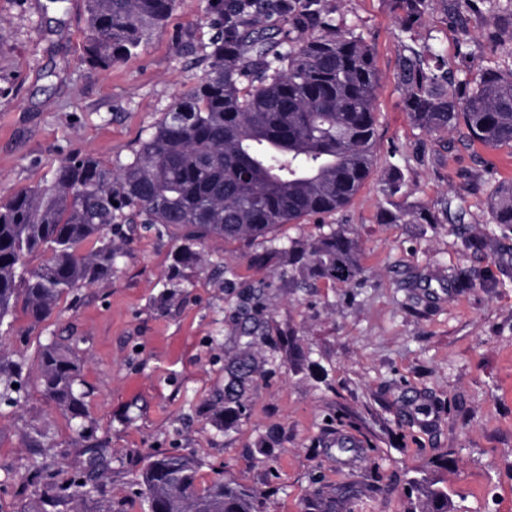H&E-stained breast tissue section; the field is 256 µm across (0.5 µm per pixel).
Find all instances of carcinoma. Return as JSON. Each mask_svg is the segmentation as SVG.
I'll list each match as a JSON object with an SVG mask.
<instances>
[{
  "label": "carcinoma",
  "instance_id": "cac0c4a2",
  "mask_svg": "<svg viewBox=\"0 0 512 512\" xmlns=\"http://www.w3.org/2000/svg\"><path fill=\"white\" fill-rule=\"evenodd\" d=\"M293 0H214L212 34L201 49L209 68L175 98L129 162L114 170L75 152L58 166L51 185L0 202V324L17 306L33 323L45 321L77 288L112 278L121 254L106 230L114 224H158L180 232L177 266L199 261L195 247L209 240H265L281 224L331 214L348 205L371 174L376 145L374 100L378 71L371 47L338 27L331 11L299 16ZM177 0H85L84 64L108 71L144 47ZM406 31L419 25L425 0H390ZM278 13L289 23L278 35L260 28ZM401 58L403 105L428 134L464 124L486 147L512 144V77L485 69L475 82L452 83L426 72L420 54ZM491 223L512 229V182L490 197ZM465 208L448 200L441 214L426 208L384 210V224L464 221ZM94 248L82 252L87 242ZM49 254L29 269L27 256ZM282 257L302 276L359 282L363 268L354 239L332 230L310 241L291 240L262 262ZM243 355L225 366L226 426L241 416L252 372ZM38 371L44 396L76 420L83 417L79 366L70 347L43 345ZM25 381L12 355L0 352V404L20 402ZM102 456H90L65 481L41 472L43 493L27 512H83L101 492L95 483ZM138 485L154 512H260L253 490L219 478L196 489V461L185 454L148 456ZM408 512H448V490L424 477L409 482Z\"/></svg>",
  "mask_w": 512,
  "mask_h": 512
}]
</instances>
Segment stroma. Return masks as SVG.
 Instances as JSON below:
<instances>
[{"mask_svg":"<svg viewBox=\"0 0 512 512\" xmlns=\"http://www.w3.org/2000/svg\"><path fill=\"white\" fill-rule=\"evenodd\" d=\"M210 0H179L138 54L107 72L82 61L83 0H0V201L50 183L69 153L119 166L173 99L208 68ZM333 18L374 49L372 174L342 210L275 228L270 241H212L172 274L177 231L120 225L111 279L63 297L34 324L16 310L0 349L21 362L26 394L0 406V512H23L34 466L71 477L104 442L102 493L124 512H148L136 484L146 454L193 455L197 487L218 476L262 495L264 512H407V481L448 490L451 512H512V230L484 251L468 246L490 222V185L503 182L512 145L489 148L465 127L428 135L410 120L399 81L402 48L430 66L476 78L512 75V29L483 4L426 0L412 32L389 0H329ZM496 38H489V31ZM399 168L398 192L387 189ZM462 198L460 224H384L385 209L440 210ZM344 232L359 247L365 285L291 277L279 259L258 264L270 242ZM472 285L455 287L461 276ZM266 281L260 324L246 309ZM75 346L87 432L44 397L36 380L47 339ZM249 353L255 371L241 419L227 427L224 366ZM48 430L51 445L26 434ZM358 456L336 451L337 437Z\"/></svg>","mask_w":512,"mask_h":512,"instance_id":"35a3bbf8","label":"stroma"}]
</instances>
